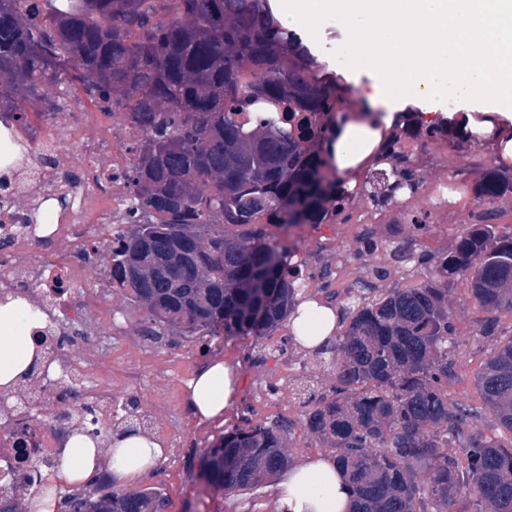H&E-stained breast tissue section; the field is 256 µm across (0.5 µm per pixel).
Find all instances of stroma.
<instances>
[{"label": "stroma", "instance_id": "obj_1", "mask_svg": "<svg viewBox=\"0 0 512 512\" xmlns=\"http://www.w3.org/2000/svg\"><path fill=\"white\" fill-rule=\"evenodd\" d=\"M64 104L67 119L47 116L36 122L38 132H50L56 150L63 156L72 177L85 191L83 231L68 234L56 243L32 245L24 250L26 267L37 271L46 256L60 263H73L77 300L89 320L70 334L74 355L88 363L93 381L102 396L134 407L144 416L147 432L164 440V455L155 471L142 481L143 489H156L170 500L168 512H273V496L267 485L225 495L214 493L200 482L192 457L217 436L230 432L245 420L284 424L289 458L320 454L318 440L302 419L305 409L297 389L311 385L316 396H332L336 374L320 365L315 355L290 347L285 328L264 336H242L232 342L223 337H182L165 329L152 331L144 309L112 285L110 256L106 244L117 226L123 225L122 211L113 203L131 202L127 185L100 190L99 179L113 159L126 157L134 133L120 111L104 112L87 96L71 86L55 89ZM407 145L424 179L415 194L378 211L367 197L356 196L352 218L332 225L306 224L282 231L271 227L274 236L298 251L309 267L308 294L336 293L338 306H345L356 283L369 280L375 289L367 300L424 279V268L394 263L384 251H367L359 235L363 224L373 225L378 239L400 243L406 251L438 255L453 247L477 207L476 188L488 172L512 175V165L495 163L492 144H475L472 153L455 154L422 139ZM331 266L332 278L321 276ZM448 305L456 326L449 357L455 374L448 380L451 401L478 410L471 429L502 443L512 442V433L499 426L485 410L475 378L498 340L512 337V314L499 313L496 336L481 335L488 314L474 301L465 281H458L448 294ZM219 358L239 372L238 400L222 420L198 422L188 411L186 380L208 361Z\"/></svg>", "mask_w": 512, "mask_h": 512}]
</instances>
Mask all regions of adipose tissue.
<instances>
[{
    "label": "adipose tissue",
    "instance_id": "ef3b65f1",
    "mask_svg": "<svg viewBox=\"0 0 512 512\" xmlns=\"http://www.w3.org/2000/svg\"><path fill=\"white\" fill-rule=\"evenodd\" d=\"M289 32L320 46L326 23L340 38L335 53L348 74L375 77L359 109L339 115L327 144L337 172L357 190L365 170L384 149L386 130L410 102L486 107L485 119L467 120L469 138L492 140L497 159L512 160V0H270ZM335 307L310 297L297 302L286 328L297 345L321 351L339 329ZM47 314L29 295L0 298V390L37 377L45 360L39 335ZM187 407L199 421L222 418L236 397L234 368L214 360L186 382ZM64 452L46 485L26 495L25 512H61L60 492L101 479L131 487L154 471L163 454L153 434L113 432L109 441L71 428ZM276 512H351L353 491L333 458L308 455L293 461L274 484Z\"/></svg>",
    "mask_w": 512,
    "mask_h": 512
}]
</instances>
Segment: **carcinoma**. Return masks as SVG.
I'll return each mask as SVG.
<instances>
[{
	"mask_svg": "<svg viewBox=\"0 0 512 512\" xmlns=\"http://www.w3.org/2000/svg\"><path fill=\"white\" fill-rule=\"evenodd\" d=\"M79 87L103 111L119 109L138 137L124 182L132 220L112 232V283L147 319L184 336H265L298 300L288 247L263 228L333 224L353 192L331 171L326 144L349 94L327 80L267 0H0V112L34 131L50 91ZM405 133L469 151L463 132L410 115ZM389 168L369 169L361 193L384 209L423 183L398 135ZM512 177H488L481 210L450 250L428 259L401 245L398 263L426 279L344 308L346 330L326 350L332 399L309 396L303 423L343 470L356 512H512V445L464 434L478 413L448 400L453 362L448 291L465 279L491 314L512 313V234L493 204ZM159 266L153 279L129 267ZM483 403L512 433V338L476 379ZM287 429L250 421L198 455V477L220 493L255 487L288 464ZM457 446V455L445 449ZM84 512H164L151 489L98 482L74 489Z\"/></svg>",
	"mask_w": 512,
	"mask_h": 512,
	"instance_id": "cac0c4a2",
	"label": "carcinoma"
}]
</instances>
